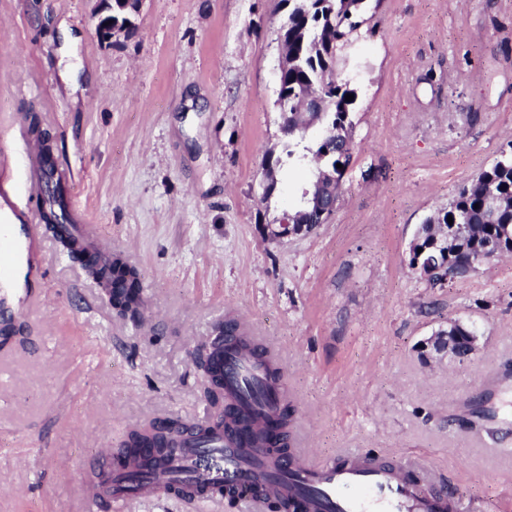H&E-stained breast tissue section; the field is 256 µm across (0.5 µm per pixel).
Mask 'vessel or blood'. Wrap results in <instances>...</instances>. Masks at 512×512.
<instances>
[{
    "mask_svg": "<svg viewBox=\"0 0 512 512\" xmlns=\"http://www.w3.org/2000/svg\"><path fill=\"white\" fill-rule=\"evenodd\" d=\"M36 213H22L17 223L0 225V321L10 323L37 298L27 283L40 268L42 233ZM224 390L236 398L245 383L265 384L264 366L241 350L220 358ZM211 447H198L186 435L175 436L173 450L159 472L175 470L188 479L186 495L205 485L220 492L232 489L235 498L258 504L274 495L281 500L304 496L307 512H446V497L410 482L397 470L364 454L336 463L294 460L291 476L278 471V455L246 456L238 440L224 432L223 419L211 422Z\"/></svg>",
    "mask_w": 512,
    "mask_h": 512,
    "instance_id": "b4317fda",
    "label": "vessel or blood"
}]
</instances>
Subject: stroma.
Listing matches in <instances>:
<instances>
[{"instance_id":"obj_1","label":"stroma","mask_w":512,"mask_h":512,"mask_svg":"<svg viewBox=\"0 0 512 512\" xmlns=\"http://www.w3.org/2000/svg\"><path fill=\"white\" fill-rule=\"evenodd\" d=\"M100 0H0V169L38 121L79 212L135 267L145 304L43 252L41 302L0 327V512H272L169 495L86 509L85 482L128 432L223 411L196 355L226 320L271 345L290 435L315 461L418 460L433 492L512 512V383L487 419L485 379L512 369V256L443 287L409 265L424 219L512 144V0H365L345 71L352 160L330 221L268 240L317 174L284 165L278 0H142L129 35L96 31ZM78 71L77 86L60 74ZM481 349L423 348L448 321Z\"/></svg>"}]
</instances>
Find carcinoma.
<instances>
[{
  "mask_svg": "<svg viewBox=\"0 0 512 512\" xmlns=\"http://www.w3.org/2000/svg\"><path fill=\"white\" fill-rule=\"evenodd\" d=\"M288 6V15L279 29V40L284 49L285 68L279 74V96L288 103V111L282 117L281 132L284 137L283 153L288 161L297 158L296 148L304 139L307 129L318 122L323 126V135L312 149L315 158L337 172L336 164H349L352 151V122L349 118L353 102L345 96L354 93L349 82L333 79L336 65L346 62L345 50L359 37L358 22L354 21L356 10L363 0H280ZM141 0H112V26L127 32L133 29L132 17L138 12ZM323 84L327 87L323 112H313L301 107L300 93L311 85ZM51 180L47 183V198L42 205L41 215L48 228L66 244L69 238L63 236L67 214L64 204L61 181L52 180L56 173L55 161L50 150L42 155ZM341 179L331 182L327 172L320 171L316 179L301 192L298 208L292 213L298 224H310L317 228L322 221L311 212L310 204L318 196L325 205L335 206L339 196ZM496 196L497 205L493 212L485 206V195ZM457 224L456 244L449 247L453 253L455 267L448 271V278L461 279L479 263L488 261L484 247L490 241L501 239V230L512 229V151L504 152L488 169L484 170L469 185L459 190L448 207L436 212L425 220L424 233L433 226L447 223V217ZM84 265L95 270L97 276L110 288L109 298L113 305L124 314L138 313L142 305L141 283L137 270L119 257L105 259L99 253L82 249L77 251ZM225 348L229 354L247 350L259 357L267 356L263 345L256 340L237 333V324L229 322L224 334L210 343L198 357L201 367L210 378L212 396L219 399L223 395L224 372L215 366L218 349ZM259 402L251 388H243L241 395L233 403L224 407V431L246 438V447L264 448L268 444L265 432L253 427L256 409L253 403ZM292 414L286 405L279 409L276 426L280 457L285 459L290 453V425ZM191 431L201 445L210 442L208 429L197 427L192 430L179 421L170 419L152 426L143 435L140 431L131 432L126 448L117 456V461L143 448L148 449L144 461L135 469L124 472L126 489L135 491L148 482L153 475L155 462L165 457L169 451L168 437L173 433Z\"/></svg>",
  "mask_w": 512,
  "mask_h": 512,
  "instance_id": "carcinoma-1",
  "label": "carcinoma"
}]
</instances>
